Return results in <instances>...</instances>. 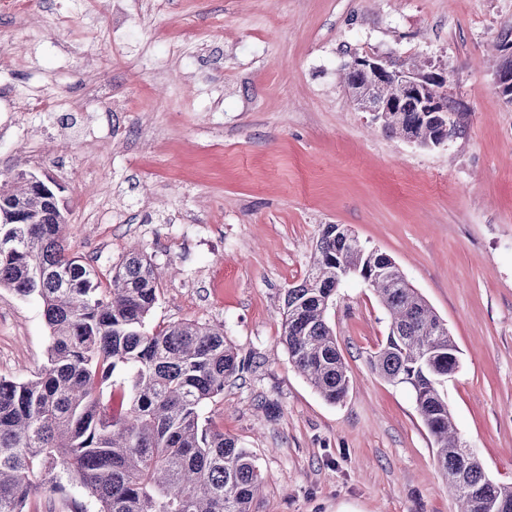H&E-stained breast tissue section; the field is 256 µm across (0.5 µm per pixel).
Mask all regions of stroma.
I'll return each mask as SVG.
<instances>
[{
  "label": "stroma",
  "mask_w": 512,
  "mask_h": 512,
  "mask_svg": "<svg viewBox=\"0 0 512 512\" xmlns=\"http://www.w3.org/2000/svg\"><path fill=\"white\" fill-rule=\"evenodd\" d=\"M512 0H29L0 12V174L63 187L64 234L107 277L152 263L148 319L223 325L248 371L204 406L248 449L253 512H458L411 388L369 359L390 318L357 277L327 319L352 378L325 400L281 340L286 288L326 224L391 256L448 327L444 394L486 474L512 484V105L496 45ZM443 65L461 133L386 134L343 82L353 55ZM48 97L29 112L22 99ZM42 302L0 288V377L30 378Z\"/></svg>",
  "instance_id": "35a3bbf8"
}]
</instances>
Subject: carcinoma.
Instances as JSON below:
<instances>
[{
	"label": "carcinoma",
	"instance_id": "carcinoma-1",
	"mask_svg": "<svg viewBox=\"0 0 512 512\" xmlns=\"http://www.w3.org/2000/svg\"><path fill=\"white\" fill-rule=\"evenodd\" d=\"M385 131L421 143L437 134L410 106L393 113ZM19 202L30 223L0 220V240L9 242L0 249V288L42 301L50 345L32 378L0 377V512H25L35 493L50 497L68 485L80 487L96 512H252L263 483L255 457L200 416L250 360L220 326L184 321L148 329L158 288L136 247L103 282L64 244L67 210L59 195L0 178V213ZM340 267L374 278L391 323L371 368L412 388L461 512L512 502V486L455 466L463 448L440 379L458 364L456 342L381 253L334 231L319 234L304 279L286 289L281 307L294 366L329 402L350 389L324 299L339 287ZM116 388L126 395L119 409Z\"/></svg>",
	"mask_w": 512,
	"mask_h": 512
}]
</instances>
